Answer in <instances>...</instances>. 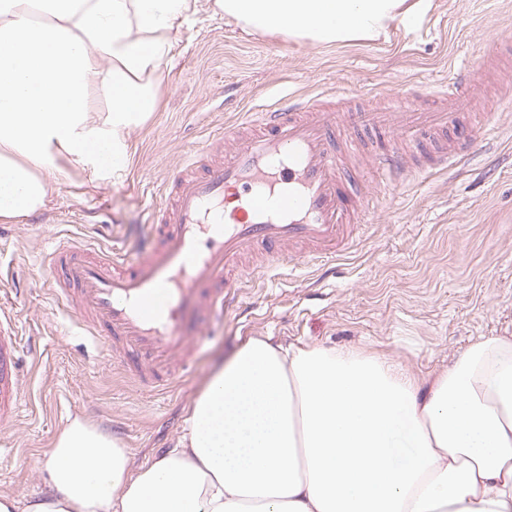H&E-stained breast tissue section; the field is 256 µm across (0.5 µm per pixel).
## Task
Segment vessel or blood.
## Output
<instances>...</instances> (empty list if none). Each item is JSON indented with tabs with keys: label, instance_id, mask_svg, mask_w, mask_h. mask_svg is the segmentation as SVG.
Instances as JSON below:
<instances>
[{
	"label": "vessel or blood",
	"instance_id": "b4317fda",
	"mask_svg": "<svg viewBox=\"0 0 512 512\" xmlns=\"http://www.w3.org/2000/svg\"><path fill=\"white\" fill-rule=\"evenodd\" d=\"M470 76L431 91L426 107L394 93L386 110L340 112L322 95L297 96L241 118L197 144L161 203L147 216L153 253L92 255L70 242L54 248L48 273L69 316L105 345L143 385L172 387L193 357L188 324L234 302L231 273L256 251L267 268L288 256L323 259L363 235L377 200L411 174L466 163L475 149L464 123L474 105ZM379 175L364 202L361 167ZM243 196L225 217L231 191ZM17 325L0 310V424L19 414Z\"/></svg>",
	"mask_w": 512,
	"mask_h": 512
}]
</instances>
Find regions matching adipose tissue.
<instances>
[{"label": "adipose tissue", "instance_id": "adipose-tissue-1", "mask_svg": "<svg viewBox=\"0 0 512 512\" xmlns=\"http://www.w3.org/2000/svg\"><path fill=\"white\" fill-rule=\"evenodd\" d=\"M251 32L314 45L414 27L431 0H214ZM197 0H0V221L46 208L66 168L120 180L156 107L171 30ZM137 465L76 417L41 496L0 512H512V338L420 378L361 351L254 337Z\"/></svg>", "mask_w": 512, "mask_h": 512}]
</instances>
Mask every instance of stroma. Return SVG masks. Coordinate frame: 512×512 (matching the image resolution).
<instances>
[{
  "label": "stroma",
  "mask_w": 512,
  "mask_h": 512,
  "mask_svg": "<svg viewBox=\"0 0 512 512\" xmlns=\"http://www.w3.org/2000/svg\"><path fill=\"white\" fill-rule=\"evenodd\" d=\"M509 37L512 0H432L417 28L395 25L387 37L343 45L250 33L206 7L173 29L158 107L133 135L125 178L94 188L68 171L38 219L0 223V307L12 308L21 347L19 416L0 426V493L39 492L55 438L77 416L122 424L136 462L165 454L213 371L251 337L363 350L422 378L479 339L512 336V105L477 132L472 161L409 176L337 260L299 258L245 277L223 319H203L187 374L171 390L134 383L38 273L67 242L149 253L147 210L187 148L217 127L310 87L351 88L355 100L337 99L336 108L361 112L385 105L388 92L420 93L459 71L481 75L477 91L491 100L501 74L488 62Z\"/></svg>",
  "instance_id": "35a3bbf8"
}]
</instances>
